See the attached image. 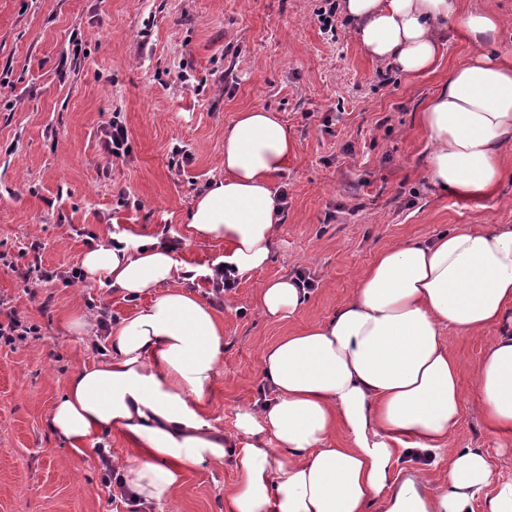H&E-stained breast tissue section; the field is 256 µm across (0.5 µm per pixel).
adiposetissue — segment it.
I'll use <instances>...</instances> for the list:
<instances>
[{
	"mask_svg": "<svg viewBox=\"0 0 512 512\" xmlns=\"http://www.w3.org/2000/svg\"><path fill=\"white\" fill-rule=\"evenodd\" d=\"M363 51L408 76L436 70L441 36L467 38L466 59L418 114L436 188L480 198L504 176L512 142V62L495 48L498 13L459 0H343ZM292 134L275 114L251 108L224 132V176L193 203L187 238L220 241L212 268L180 260L154 238L112 235L88 249L85 279L147 304L109 328L102 359L68 381L51 412L71 449L97 451L120 434L142 455L113 459L119 487L141 506L171 504L189 469L238 475L226 512H512V478L476 448L450 447L465 403L451 334L494 329L473 395L488 428L512 436V225L454 226L383 250L359 272L327 321L265 345L268 395L216 429L206 397L221 374L224 324L187 287L201 275L260 269L277 242L280 208L272 179ZM307 297L294 279L263 282L256 303L284 320ZM406 467H398L400 459ZM447 462L448 478L430 472Z\"/></svg>",
	"mask_w": 512,
	"mask_h": 512,
	"instance_id": "1",
	"label": "adipose tissue"
}]
</instances>
